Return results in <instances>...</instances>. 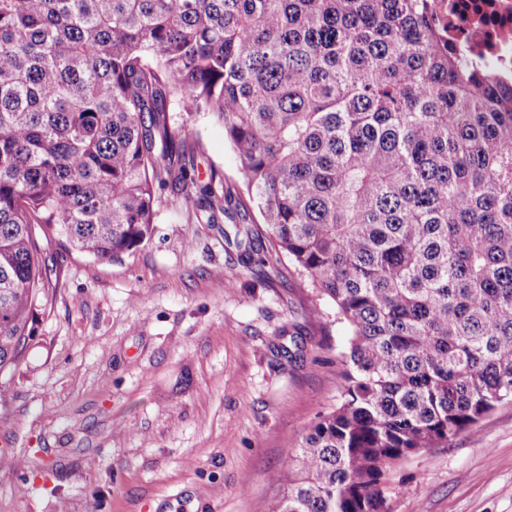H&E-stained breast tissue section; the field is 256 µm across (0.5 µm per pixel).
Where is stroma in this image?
<instances>
[{
    "label": "stroma",
    "mask_w": 512,
    "mask_h": 512,
    "mask_svg": "<svg viewBox=\"0 0 512 512\" xmlns=\"http://www.w3.org/2000/svg\"><path fill=\"white\" fill-rule=\"evenodd\" d=\"M195 174L243 188L223 126L176 113ZM116 260L43 244L23 359L0 373V512H264L304 429L336 405L349 330L289 263L261 280L223 214L158 193ZM392 512H512V401L389 476Z\"/></svg>",
    "instance_id": "35a3bbf8"
}]
</instances>
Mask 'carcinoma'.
Listing matches in <instances>:
<instances>
[{
    "label": "carcinoma",
    "mask_w": 512,
    "mask_h": 512,
    "mask_svg": "<svg viewBox=\"0 0 512 512\" xmlns=\"http://www.w3.org/2000/svg\"><path fill=\"white\" fill-rule=\"evenodd\" d=\"M176 108L223 124L247 197L198 180ZM168 186L210 222L253 204L228 245L350 330L266 512H390L391 468L512 400V82L428 0H0V372L46 297L37 230L118 258Z\"/></svg>",
    "instance_id": "carcinoma-1"
}]
</instances>
